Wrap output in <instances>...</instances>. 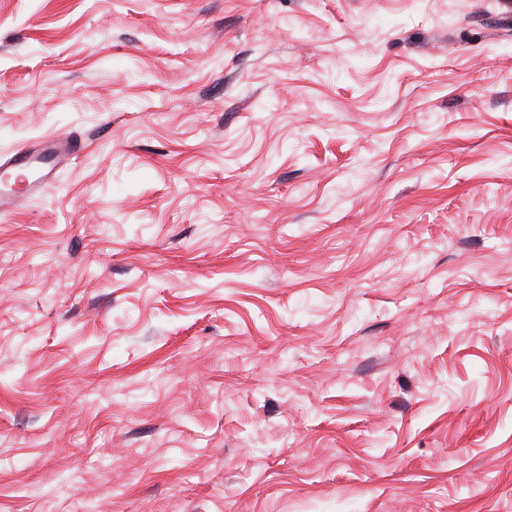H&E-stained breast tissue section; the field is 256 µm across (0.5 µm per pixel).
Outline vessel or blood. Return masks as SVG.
Listing matches in <instances>:
<instances>
[{
	"instance_id": "1",
	"label": "vessel or blood",
	"mask_w": 512,
	"mask_h": 512,
	"mask_svg": "<svg viewBox=\"0 0 512 512\" xmlns=\"http://www.w3.org/2000/svg\"><path fill=\"white\" fill-rule=\"evenodd\" d=\"M83 149L82 142L72 135L52 133L0 151V171L14 175L13 181L0 182V217H9L23 200L52 189L58 169Z\"/></svg>"
}]
</instances>
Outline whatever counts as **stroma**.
Masks as SVG:
<instances>
[{
  "label": "stroma",
  "mask_w": 512,
  "mask_h": 512,
  "mask_svg": "<svg viewBox=\"0 0 512 512\" xmlns=\"http://www.w3.org/2000/svg\"><path fill=\"white\" fill-rule=\"evenodd\" d=\"M0 512H512V0H0ZM81 141L67 133H52L6 151H0V169L14 173V183L0 187V217L6 219L19 203L43 195L56 184L59 168L83 151Z\"/></svg>",
  "instance_id": "35a3bbf8"
}]
</instances>
